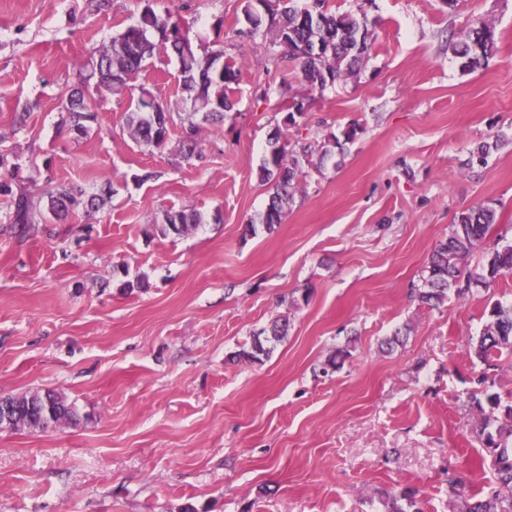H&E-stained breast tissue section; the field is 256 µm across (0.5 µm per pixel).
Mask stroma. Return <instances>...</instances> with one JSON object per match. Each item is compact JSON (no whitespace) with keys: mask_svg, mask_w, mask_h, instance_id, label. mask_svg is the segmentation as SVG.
<instances>
[{"mask_svg":"<svg viewBox=\"0 0 512 512\" xmlns=\"http://www.w3.org/2000/svg\"><path fill=\"white\" fill-rule=\"evenodd\" d=\"M147 4L240 71L234 109L189 159L180 124L161 149L126 124L144 91L186 112L172 57L148 61L130 92L92 94L87 135L65 122L82 64ZM325 4L366 15L373 38L357 74L308 92L268 38L246 40L245 0H0V395L61 391L78 411L44 431L0 428V512H389L405 488L421 512H460V493L487 494L472 394L483 375L512 403V358L490 369L471 345L491 306L512 304V274L435 308L416 290L462 210L492 206L493 236L512 240V0ZM476 17L496 43L466 72L451 45ZM277 132L315 159L282 223L247 237ZM333 137L342 148L317 161ZM50 182L112 195L63 220L37 207L20 234L18 190L37 198ZM182 210L205 223L161 234ZM284 317L263 362L237 359ZM396 332L402 345L382 351Z\"/></svg>","mask_w":512,"mask_h":512,"instance_id":"obj_1","label":"stroma"}]
</instances>
